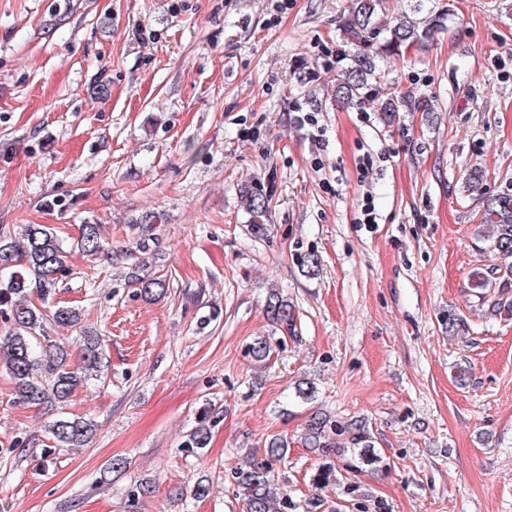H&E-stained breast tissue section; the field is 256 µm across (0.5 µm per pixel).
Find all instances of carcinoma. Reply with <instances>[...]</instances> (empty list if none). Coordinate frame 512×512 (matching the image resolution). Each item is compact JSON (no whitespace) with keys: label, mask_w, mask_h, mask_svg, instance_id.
<instances>
[{"label":"carcinoma","mask_w":512,"mask_h":512,"mask_svg":"<svg viewBox=\"0 0 512 512\" xmlns=\"http://www.w3.org/2000/svg\"><path fill=\"white\" fill-rule=\"evenodd\" d=\"M409 9L393 22L381 19L384 0H353L344 31L350 51V64L336 73L334 96L336 102L355 106L373 90L379 79L375 58L398 56L408 49L421 50L428 46L433 33L448 28L450 9L424 12L426 0H407ZM382 111L394 118L400 112H434L436 105L430 96L388 94ZM485 175L481 169L471 170L465 181L469 195L484 196ZM241 204L250 216V233L261 238L267 232L266 220L270 207L265 185L255 181L245 186ZM480 224L491 229V250L494 263L472 273L474 287L485 289L493 284L512 280V189L487 197L479 216ZM77 246L88 255L102 249L101 225L85 224ZM64 269V250L52 228L42 224L24 227L23 243H16L10 232L0 229V307L13 322V331L0 338V370L13 380L17 399L23 405L37 407L44 404H63L99 371L103 359L101 341L89 335L84 338L81 361L72 364L63 341L43 344L48 322L74 325L76 310L57 307L46 311L27 300L35 290L45 300L52 293L58 275ZM132 278L140 285V294L146 299L166 293V280L140 277L132 271ZM270 320L283 331L295 333L296 315L292 304L279 292H270L267 300ZM218 412L205 405L198 412L196 426L189 432L183 448L198 454L208 447L211 427L217 422ZM48 432L57 448H79L87 444L94 432V424L83 418L62 417L48 425ZM342 436L350 444L338 446L336 437ZM304 440L326 458L314 474L319 486L333 480L335 467L331 457H349L348 465L375 467L380 458L371 450L366 423L351 419L342 423L326 414L313 416L307 424ZM267 455L281 459L288 448V439L275 436L266 443ZM232 477L246 505V512H276L272 496L273 475L269 466L249 463L232 469Z\"/></svg>","instance_id":"carcinoma-1"}]
</instances>
